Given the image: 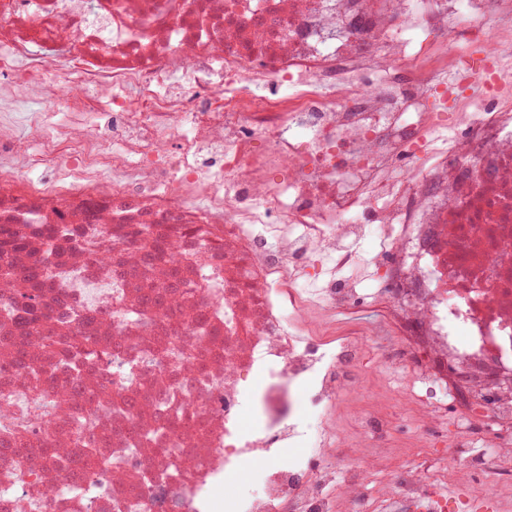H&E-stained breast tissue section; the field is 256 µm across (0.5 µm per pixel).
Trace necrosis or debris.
<instances>
[{
  "label": "necrosis or debris",
  "instance_id": "4bbe7bcc",
  "mask_svg": "<svg viewBox=\"0 0 512 512\" xmlns=\"http://www.w3.org/2000/svg\"><path fill=\"white\" fill-rule=\"evenodd\" d=\"M10 224L54 228L12 261L111 340L113 386L83 357L60 384L36 351L67 397L47 426L0 354V410L36 449L0 450V512H335L365 473L312 419L358 386L366 345L307 316L350 310L383 261L375 307L408 286L387 335L416 323L473 391L512 377V0H0ZM88 400L125 408L100 413L85 469L69 407ZM509 453L469 459L505 508ZM396 497L448 512L418 472Z\"/></svg>",
  "mask_w": 512,
  "mask_h": 512
}]
</instances>
